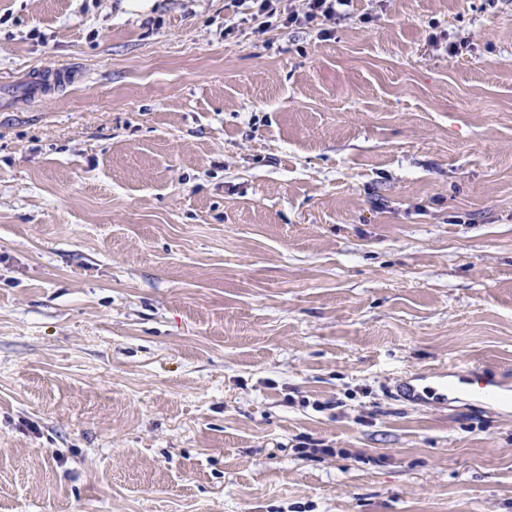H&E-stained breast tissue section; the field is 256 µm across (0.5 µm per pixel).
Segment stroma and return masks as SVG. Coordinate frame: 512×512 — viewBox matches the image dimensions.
Segmentation results:
<instances>
[{
	"instance_id": "obj_1",
	"label": "stroma",
	"mask_w": 512,
	"mask_h": 512,
	"mask_svg": "<svg viewBox=\"0 0 512 512\" xmlns=\"http://www.w3.org/2000/svg\"><path fill=\"white\" fill-rule=\"evenodd\" d=\"M274 5L0 0V512H512V0ZM303 14L307 21L330 20L345 15L352 0H303Z\"/></svg>"
}]
</instances>
